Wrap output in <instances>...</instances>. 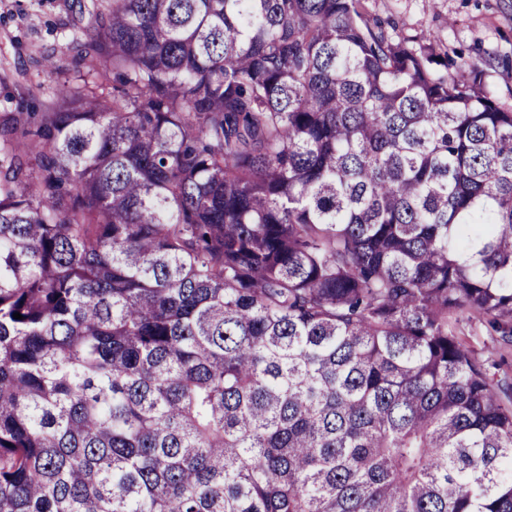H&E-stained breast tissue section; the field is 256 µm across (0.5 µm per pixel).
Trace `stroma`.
Segmentation results:
<instances>
[{"label": "stroma", "instance_id": "obj_1", "mask_svg": "<svg viewBox=\"0 0 512 512\" xmlns=\"http://www.w3.org/2000/svg\"><path fill=\"white\" fill-rule=\"evenodd\" d=\"M366 17L394 37H420L446 54L457 72L482 73L498 102L512 106V0H361ZM108 0H0V121L41 111L58 78L87 71L76 42ZM54 58L58 74L44 63ZM462 339L478 355L512 374V345L487 324L463 326Z\"/></svg>", "mask_w": 512, "mask_h": 512}]
</instances>
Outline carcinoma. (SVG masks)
I'll return each instance as SVG.
<instances>
[{
    "mask_svg": "<svg viewBox=\"0 0 512 512\" xmlns=\"http://www.w3.org/2000/svg\"><path fill=\"white\" fill-rule=\"evenodd\" d=\"M81 54L0 126V512H512V107L360 0ZM461 338L483 357L501 363L502 370L512 375V345H504L498 341L499 336L486 323H476L472 327H461Z\"/></svg>",
    "mask_w": 512,
    "mask_h": 512,
    "instance_id": "cac0c4a2",
    "label": "carcinoma"
}]
</instances>
